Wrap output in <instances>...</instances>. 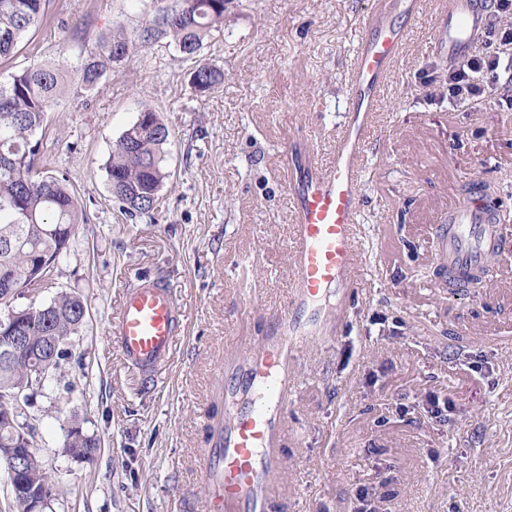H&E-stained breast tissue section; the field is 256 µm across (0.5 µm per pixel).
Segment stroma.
<instances>
[{
	"label": "stroma",
	"instance_id": "obj_1",
	"mask_svg": "<svg viewBox=\"0 0 512 512\" xmlns=\"http://www.w3.org/2000/svg\"><path fill=\"white\" fill-rule=\"evenodd\" d=\"M380 0H227L205 55L211 92L167 40L46 116L40 157L87 205L40 295L86 306L69 360L20 407L55 493L45 512H208L205 448L245 408L247 361L277 334L296 291L291 189L303 157L333 154L353 107L354 56ZM150 0H49L11 72L74 64L113 22L134 27ZM444 0H420L375 118L359 185L363 256L354 291L310 311L317 326L288 369L273 512H354L360 487L377 512H512V253L484 287L436 275L433 233L473 180L488 183L512 238V74L493 97L453 106L435 41ZM83 22V38L63 27ZM152 104L168 126V177L154 218L129 221L106 165ZM165 278L185 333L155 384L123 364L109 333L126 287ZM78 409L100 441L92 462L63 446Z\"/></svg>",
	"mask_w": 512,
	"mask_h": 512
}]
</instances>
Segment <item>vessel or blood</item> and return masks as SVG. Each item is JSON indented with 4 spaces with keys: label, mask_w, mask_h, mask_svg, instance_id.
Instances as JSON below:
<instances>
[{
    "label": "vessel or blood",
    "mask_w": 512,
    "mask_h": 512,
    "mask_svg": "<svg viewBox=\"0 0 512 512\" xmlns=\"http://www.w3.org/2000/svg\"><path fill=\"white\" fill-rule=\"evenodd\" d=\"M397 0H384L370 18L359 44L350 92L354 114L336 143L330 162L311 165L292 191L295 214L293 259L296 298L281 316L280 334L249 361L254 395L247 410L235 413L229 429L201 456L210 488V512H271L282 468L274 446L281 432L288 381V358L306 339V304L354 278L361 257L358 186L371 139L373 112L382 85L396 67L407 39L393 21ZM490 0H447L444 41L449 60L467 57L485 27ZM505 250V232L487 202L469 196L449 212L437 234V260L467 287L493 254ZM184 318L166 280L143 275L125 291L111 332L129 369L154 381L170 360Z\"/></svg>",
    "instance_id": "1"
}]
</instances>
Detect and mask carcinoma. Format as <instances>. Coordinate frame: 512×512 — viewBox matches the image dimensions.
Masks as SVG:
<instances>
[{"mask_svg":"<svg viewBox=\"0 0 512 512\" xmlns=\"http://www.w3.org/2000/svg\"><path fill=\"white\" fill-rule=\"evenodd\" d=\"M49 0H0V64L10 60L25 36L42 22ZM226 0H171L143 16L126 32L121 25L102 35L76 66L77 81H68L61 65L37 66L0 82V350L13 337L26 348L12 358L0 353V448H23L14 459L19 491H11L15 512H32L30 502L47 507L52 482L33 450L36 428L22 419L15 394H23L60 368L67 341L84 323L83 299L59 293L47 302L16 305L67 252L86 213L66 176L39 168L37 156L45 137V116L69 91H93L112 70L144 57L166 39L192 61L191 85L207 92L224 82V73L202 50L212 32L224 25ZM135 120L113 144L107 172L114 198L126 218L153 217L167 178L163 146L169 129L157 111L143 103ZM99 441L74 413L64 434V448L92 461Z\"/></svg>","mask_w":512,"mask_h":512,"instance_id":"carcinoma-1","label":"carcinoma"}]
</instances>
